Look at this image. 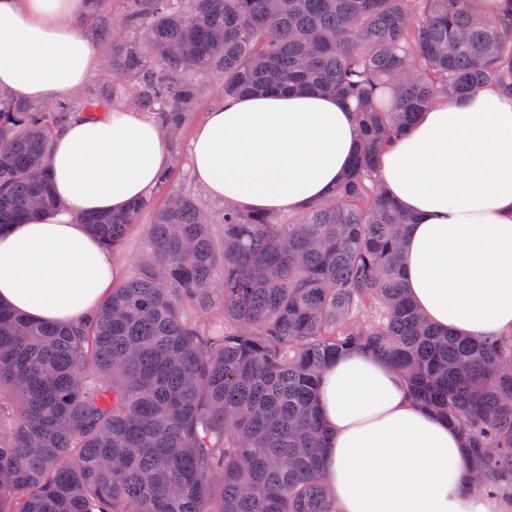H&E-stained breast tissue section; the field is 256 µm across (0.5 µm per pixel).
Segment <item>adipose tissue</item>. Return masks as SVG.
<instances>
[{
	"label": "adipose tissue",
	"mask_w": 512,
	"mask_h": 512,
	"mask_svg": "<svg viewBox=\"0 0 512 512\" xmlns=\"http://www.w3.org/2000/svg\"><path fill=\"white\" fill-rule=\"evenodd\" d=\"M84 0H0V92L52 103L96 67ZM360 146L338 97L294 89L225 99L192 140L197 182L244 212L297 213L329 197ZM171 147L141 113L77 115L48 157L60 211L0 234V304L71 323L109 293L112 258L79 219L150 198ZM380 180L409 213L404 282L425 319L459 336L512 332V97L494 86L440 100L381 153ZM326 484L340 512H496L471 495L461 434L365 353L323 372Z\"/></svg>",
	"instance_id": "1"
}]
</instances>
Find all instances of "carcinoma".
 Here are the masks:
<instances>
[{"label":"carcinoma","mask_w":512,"mask_h":512,"mask_svg":"<svg viewBox=\"0 0 512 512\" xmlns=\"http://www.w3.org/2000/svg\"><path fill=\"white\" fill-rule=\"evenodd\" d=\"M112 79L36 110L0 93V232L58 205L52 134L128 99L174 136L200 87L309 89L352 107L362 143L333 195L288 218L175 193L150 256L91 316L44 324L0 306V512H339L318 395L352 351L388 363L466 438L470 488L512 505V334L428 323L399 254L412 217L376 176L381 150L442 95H512V17L478 0H126ZM142 205L87 215L117 249ZM222 282L221 292L212 288Z\"/></svg>","instance_id":"carcinoma-1"}]
</instances>
